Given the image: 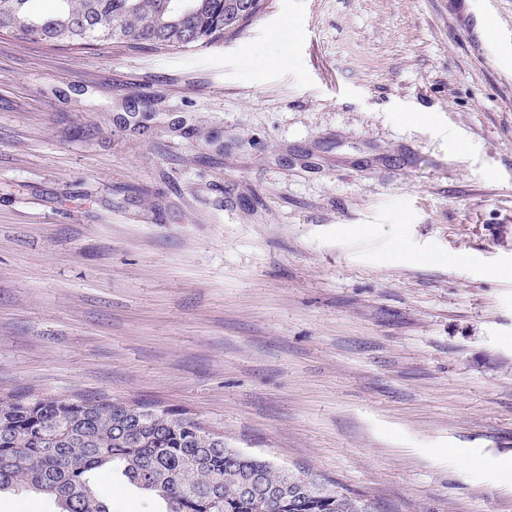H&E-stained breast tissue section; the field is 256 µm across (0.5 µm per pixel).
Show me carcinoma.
I'll list each match as a JSON object with an SVG mask.
<instances>
[{
    "label": "carcinoma",
    "instance_id": "obj_1",
    "mask_svg": "<svg viewBox=\"0 0 512 512\" xmlns=\"http://www.w3.org/2000/svg\"><path fill=\"white\" fill-rule=\"evenodd\" d=\"M0 0V30L51 45L122 40L159 52H192L238 34L265 8L256 0ZM169 409L100 398L12 394L0 400V494L24 489L53 498L60 512H111L92 483L97 470H121L159 497L166 512H375L334 481L282 470L214 442L201 423Z\"/></svg>",
    "mask_w": 512,
    "mask_h": 512
}]
</instances>
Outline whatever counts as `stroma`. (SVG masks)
Returning <instances> with one entry per match:
<instances>
[{"label": "stroma", "mask_w": 512, "mask_h": 512, "mask_svg": "<svg viewBox=\"0 0 512 512\" xmlns=\"http://www.w3.org/2000/svg\"><path fill=\"white\" fill-rule=\"evenodd\" d=\"M505 266L512 0H267L192 53L0 35L2 396L171 409L378 512H512Z\"/></svg>", "instance_id": "1"}]
</instances>
